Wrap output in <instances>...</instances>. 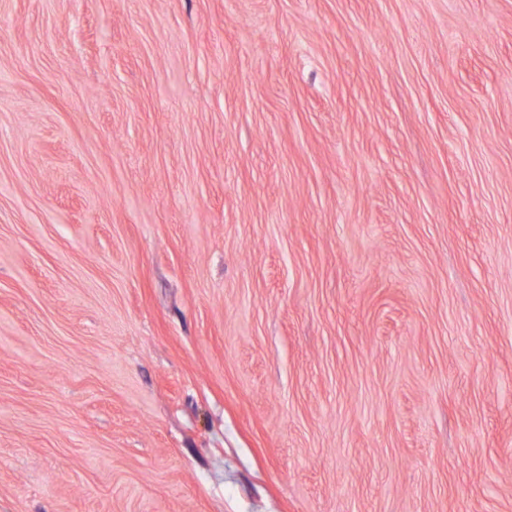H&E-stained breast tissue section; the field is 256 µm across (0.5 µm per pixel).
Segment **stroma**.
Returning <instances> with one entry per match:
<instances>
[{
    "label": "stroma",
    "instance_id": "35a3bbf8",
    "mask_svg": "<svg viewBox=\"0 0 512 512\" xmlns=\"http://www.w3.org/2000/svg\"><path fill=\"white\" fill-rule=\"evenodd\" d=\"M0 512H512V0H0Z\"/></svg>",
    "mask_w": 512,
    "mask_h": 512
}]
</instances>
